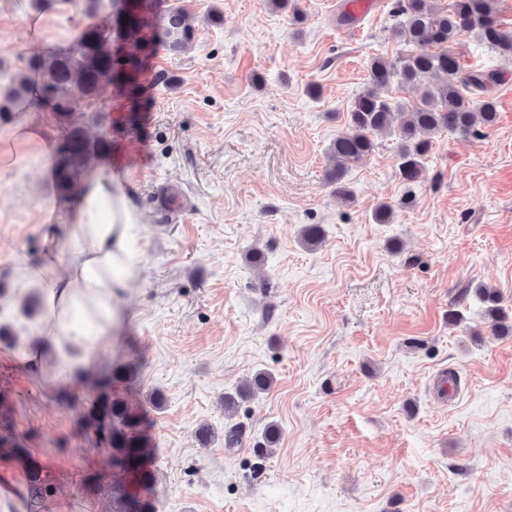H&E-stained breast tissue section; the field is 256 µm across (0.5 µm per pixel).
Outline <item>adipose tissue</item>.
<instances>
[{
    "mask_svg": "<svg viewBox=\"0 0 512 512\" xmlns=\"http://www.w3.org/2000/svg\"><path fill=\"white\" fill-rule=\"evenodd\" d=\"M71 11L70 0H49L40 13L25 12L23 0H0V15L22 17L31 56L55 49L44 37L47 16ZM50 118L51 110L39 93L12 104L10 118L0 122L1 173L30 159L45 177H53L57 155L46 136ZM68 221V235L24 262L18 283L24 290L39 288L45 308L43 335L60 366L73 369L106 343L116 301L143 264V219L122 185L89 168L78 183Z\"/></svg>",
    "mask_w": 512,
    "mask_h": 512,
    "instance_id": "1",
    "label": "adipose tissue"
}]
</instances>
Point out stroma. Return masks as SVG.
Returning a JSON list of instances; mask_svg holds the SVG:
<instances>
[{
  "instance_id": "obj_1",
  "label": "stroma",
  "mask_w": 512,
  "mask_h": 512,
  "mask_svg": "<svg viewBox=\"0 0 512 512\" xmlns=\"http://www.w3.org/2000/svg\"><path fill=\"white\" fill-rule=\"evenodd\" d=\"M166 2L194 16V41L158 51L136 123L117 91L74 108L112 142L100 168L140 212L145 257L110 341L63 380L54 350L43 373L21 362L43 317L25 315L17 271L46 247L41 207L70 204L34 162L0 174V438L44 478L30 507L16 495L25 465L1 454L0 512H117L83 415L94 380L127 365L119 390L147 416L157 474L139 494L157 512H512V335L493 334L476 295L458 300L484 283L512 308V59L462 36L465 69L502 74L496 122L480 138L441 134L411 187L381 139L344 202L326 151L368 60L397 51L393 0L348 23L338 0H295L294 19L268 0ZM28 63L22 23L0 19V69ZM174 192L182 208L166 204ZM382 202L392 223L373 219ZM307 224L322 244H301ZM448 369L460 388L444 399L434 380ZM260 370L272 388L226 416L225 393ZM234 425L243 440L228 448Z\"/></svg>"
}]
</instances>
